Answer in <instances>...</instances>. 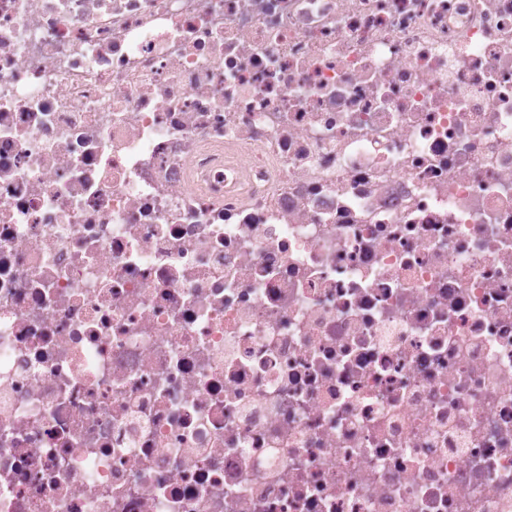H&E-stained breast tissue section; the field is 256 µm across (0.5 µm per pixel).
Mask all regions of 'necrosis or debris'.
I'll list each match as a JSON object with an SVG mask.
<instances>
[{
  "instance_id": "necrosis-or-debris-1",
  "label": "necrosis or debris",
  "mask_w": 512,
  "mask_h": 512,
  "mask_svg": "<svg viewBox=\"0 0 512 512\" xmlns=\"http://www.w3.org/2000/svg\"><path fill=\"white\" fill-rule=\"evenodd\" d=\"M0 512H512V0H0Z\"/></svg>"
}]
</instances>
